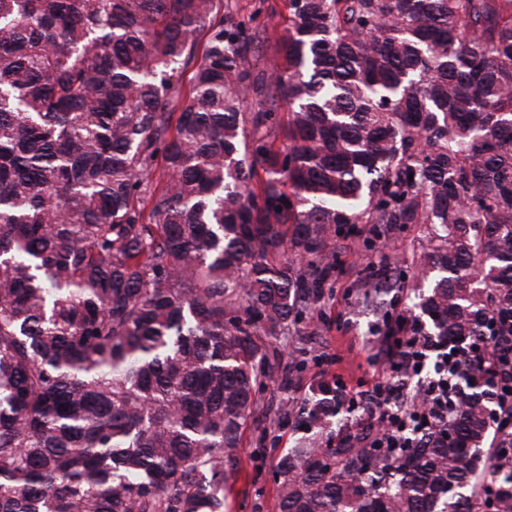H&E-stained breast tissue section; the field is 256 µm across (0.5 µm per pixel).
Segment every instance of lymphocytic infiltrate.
Masks as SVG:
<instances>
[{
	"label": "lymphocytic infiltrate",
	"instance_id": "obj_1",
	"mask_svg": "<svg viewBox=\"0 0 512 512\" xmlns=\"http://www.w3.org/2000/svg\"><path fill=\"white\" fill-rule=\"evenodd\" d=\"M448 356L424 336L382 337L377 352L367 356L373 383L357 396L379 409L378 446H396L408 430L424 424L442 426L448 417ZM489 396L496 405L492 445L512 446V426L503 422L512 415V367L499 376Z\"/></svg>",
	"mask_w": 512,
	"mask_h": 512
}]
</instances>
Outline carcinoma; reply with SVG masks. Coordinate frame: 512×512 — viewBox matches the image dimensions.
Instances as JSON below:
<instances>
[{
    "instance_id": "1",
    "label": "carcinoma",
    "mask_w": 512,
    "mask_h": 512,
    "mask_svg": "<svg viewBox=\"0 0 512 512\" xmlns=\"http://www.w3.org/2000/svg\"><path fill=\"white\" fill-rule=\"evenodd\" d=\"M219 9L0 0V512H224L264 338L332 298L360 224L378 334L463 352L512 319V0H288L270 82L265 24ZM496 367L398 449L319 384L277 512H484ZM422 229L411 226L396 231L389 239L386 252L392 256L409 255L422 239Z\"/></svg>"
}]
</instances>
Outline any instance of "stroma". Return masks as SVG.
<instances>
[{"instance_id": "stroma-1", "label": "stroma", "mask_w": 512, "mask_h": 512, "mask_svg": "<svg viewBox=\"0 0 512 512\" xmlns=\"http://www.w3.org/2000/svg\"><path fill=\"white\" fill-rule=\"evenodd\" d=\"M223 5L241 18L256 13L267 21L268 36L256 43L249 59L254 71L272 72L278 64L276 38L287 14L285 0H223ZM347 244L341 253L344 272L334 285L333 299L322 309V322L288 341H274L269 349L280 370L265 382L256 423L247 426L237 456L224 465L229 474L224 512H276L275 466L300 435L289 403H301L321 381L339 379L355 389L366 373L371 318L350 312L347 297L360 283L368 253L362 238H350Z\"/></svg>"}]
</instances>
